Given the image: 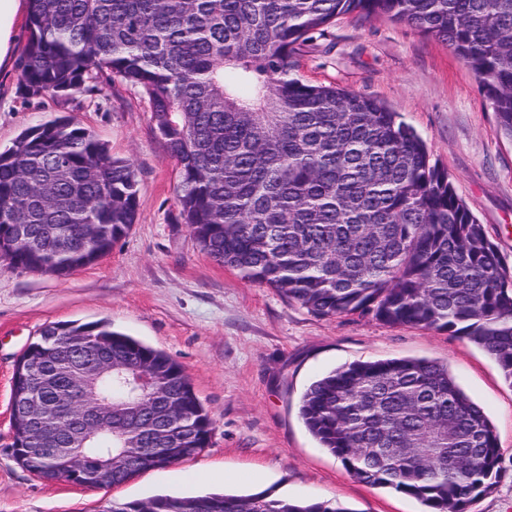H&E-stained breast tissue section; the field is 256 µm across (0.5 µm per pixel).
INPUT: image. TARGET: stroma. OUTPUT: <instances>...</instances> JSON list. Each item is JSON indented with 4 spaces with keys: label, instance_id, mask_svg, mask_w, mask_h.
<instances>
[{
    "label": "stroma",
    "instance_id": "35a3bbf8",
    "mask_svg": "<svg viewBox=\"0 0 512 512\" xmlns=\"http://www.w3.org/2000/svg\"><path fill=\"white\" fill-rule=\"evenodd\" d=\"M0 71V149L25 128L70 115L136 170L139 215L107 257L64 279L0 261V512H107L112 502L157 494L249 495L333 502L349 512H425L415 498L352 478L311 435L300 401L342 365L387 358L447 364L493 423L500 477L466 512H512V384L467 339L369 316L318 317L244 280L197 247L179 218L178 173L153 132L143 91L98 79L94 91L28 94L21 64L28 29ZM294 74L376 98L423 137L458 196L512 268V139L498 129L472 70L448 45L405 23L347 15L296 58ZM106 321L173 356L209 410L214 429L195 458L111 488L46 481L17 464L10 427L19 355L53 322ZM207 479H198L199 471Z\"/></svg>",
    "mask_w": 512,
    "mask_h": 512
}]
</instances>
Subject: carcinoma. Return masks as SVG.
<instances>
[{
	"label": "carcinoma",
	"mask_w": 512,
	"mask_h": 512,
	"mask_svg": "<svg viewBox=\"0 0 512 512\" xmlns=\"http://www.w3.org/2000/svg\"><path fill=\"white\" fill-rule=\"evenodd\" d=\"M406 23L473 71L512 138V0H29L21 77L67 95L108 77L149 98L179 174L196 245L319 317L359 313L481 348L512 383V269L448 171L398 113L292 76L337 18ZM138 215L137 174L68 116L0 150V259L65 278L112 252ZM12 378L16 462L47 480L112 453L107 486L197 456L213 420L181 364L108 322L51 323ZM87 383L104 429L88 439L66 396ZM321 446L368 485L428 512H465L499 478L501 448L448 366L390 358L343 365L303 393ZM109 512H350L338 503L158 494Z\"/></svg>",
	"instance_id": "cac0c4a2"
}]
</instances>
